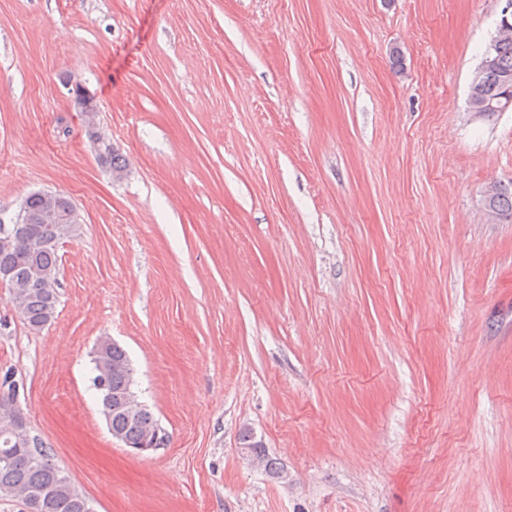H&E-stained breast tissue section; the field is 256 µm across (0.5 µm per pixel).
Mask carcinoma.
Instances as JSON below:
<instances>
[{
  "instance_id": "carcinoma-1",
  "label": "carcinoma",
  "mask_w": 512,
  "mask_h": 512,
  "mask_svg": "<svg viewBox=\"0 0 512 512\" xmlns=\"http://www.w3.org/2000/svg\"><path fill=\"white\" fill-rule=\"evenodd\" d=\"M495 57L496 72L488 78L490 91L496 88L499 75L512 76V38L497 44ZM97 158L100 163L114 171H121L126 167L125 159L115 148H103ZM491 205L501 217H512V181L496 182ZM79 232L78 224L69 227L64 224H30L28 233L45 241L46 247L31 252L21 243L11 250L0 249V268L7 267L20 276H30L36 271L55 274L60 271L57 244L66 236L71 239L77 237ZM10 303L24 326L32 331L51 323L59 300L35 280L29 288L11 299ZM91 363L95 375H102L107 380L108 391L98 395V399L100 412L109 430L127 447H139L143 433L157 428L159 423L146 406L133 416L124 408L127 399L137 397L133 390L134 368L127 352L121 345L113 342L106 345L99 355L91 358ZM241 440L243 447L252 449L258 463L264 465L273 475L283 477V471L268 459L250 432H242ZM39 448L44 458L40 465L30 461L26 449L11 447V463L7 466L0 465V500H17L23 491L46 489L50 492L46 512H84L83 499L72 492L75 483L70 479L65 482L57 479L58 464L51 448L42 439L39 440Z\"/></svg>"
}]
</instances>
